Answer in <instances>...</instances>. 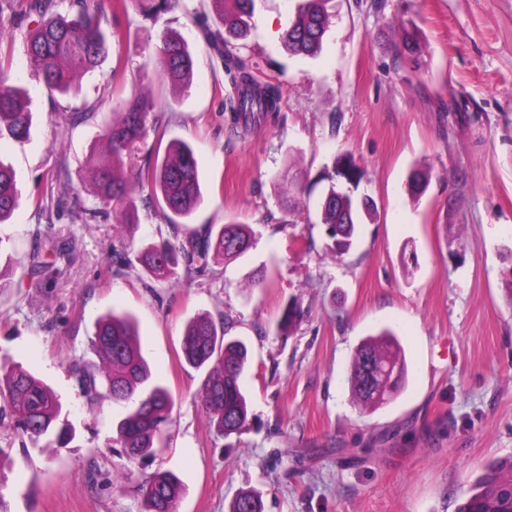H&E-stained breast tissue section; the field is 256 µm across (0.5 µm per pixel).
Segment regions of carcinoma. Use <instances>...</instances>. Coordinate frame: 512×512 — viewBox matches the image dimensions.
<instances>
[{"instance_id":"obj_1","label":"carcinoma","mask_w":512,"mask_h":512,"mask_svg":"<svg viewBox=\"0 0 512 512\" xmlns=\"http://www.w3.org/2000/svg\"><path fill=\"white\" fill-rule=\"evenodd\" d=\"M224 27L218 34L203 28L214 46L224 54V69L231 76L233 94L227 108L232 124L256 123L270 112L280 111L281 91L272 84L255 81L244 60L236 53L235 42L247 36L254 0H210ZM231 3L232 8L225 7ZM327 0H303L292 24L282 36L284 45L296 54L315 53L324 37L329 15ZM30 9L40 22L26 36V53L44 84L62 96L75 91V76L95 68L109 52L110 40L89 14V5L80 2L78 16L71 18L54 11L53 0H34ZM148 64L159 69L174 85L188 84L194 61L186 41L175 34L164 37L151 53ZM0 66V137L14 139L29 135L31 113L28 100L9 83ZM119 118L108 123L102 140L107 149L95 158L93 185L95 197L105 208L130 210L131 184L122 172L133 164L138 145L148 135L152 99L141 94L120 104ZM336 181L331 183L321 202L322 223L328 225L341 257L352 247L361 214L369 215L373 205L359 204L347 191L336 192L337 183L359 184L362 171L349 156L335 163ZM136 184L151 188L159 212L172 227V237L148 247L138 257L145 271L157 280L176 274L184 265L183 278L208 267L212 254L226 259L244 255L253 245L254 232L247 224L228 222L188 227L189 218L202 203L200 171L192 147L173 141L162 159L137 169ZM19 205V193L12 169L0 161V224L7 221ZM302 314L298 299L288 301L278 327L291 329ZM132 319L112 313L97 322L91 346L98 362L76 369L79 384L92 401L110 398L114 402L137 399L116 427L119 455L134 460L151 454L163 435L174 406L169 392L150 382V373L135 339ZM181 353L195 369L207 368L198 393V403L216 431L227 437L239 432L248 418L247 399L242 379L249 363L247 345L225 336L224 322L198 317L185 329ZM407 367L402 346L389 329L363 341L350 363L349 384L353 400L364 409L380 408L395 399L405 388ZM0 421L28 440L33 447L44 445L65 448L75 438L61 401L42 380L20 365L0 367ZM185 488L170 471H157L139 483L143 512H176ZM231 512H263L261 500L248 492L234 501ZM458 512H512V461L493 464L479 478Z\"/></svg>"}]
</instances>
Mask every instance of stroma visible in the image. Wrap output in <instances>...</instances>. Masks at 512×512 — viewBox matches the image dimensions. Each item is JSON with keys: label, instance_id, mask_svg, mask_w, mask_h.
Listing matches in <instances>:
<instances>
[{"label": "stroma", "instance_id": "stroma-1", "mask_svg": "<svg viewBox=\"0 0 512 512\" xmlns=\"http://www.w3.org/2000/svg\"><path fill=\"white\" fill-rule=\"evenodd\" d=\"M151 2L88 0L112 33L109 53L63 98L26 55L30 0H0V64L32 112L25 141L0 139L21 193L0 224V363L42 378L77 430L69 447L41 451L0 426L8 512H142L135 483L159 470L185 486L177 512H230L245 491L264 512H457L489 465L512 459V0H328L314 56L281 40L299 0H255L240 52L258 81L281 86L282 109L234 134L224 64L202 32L220 27L210 0H180L153 20ZM401 16L421 53L402 50ZM166 32L194 57L189 86L144 72ZM134 93L150 95L159 119L138 163L161 140L194 149L203 202L191 226L237 222L256 235L239 258L210 257L189 285L154 280L137 261L171 233L143 192L132 194L133 223L90 215L91 154ZM88 108L93 118L64 125V113ZM344 155L377 215L339 258L320 202ZM415 168L428 175L420 194ZM61 195L84 212H42ZM37 236L73 248L57 278L30 276ZM293 297L303 315L282 335ZM113 311L134 318L152 379L175 402L162 448L133 461L116 454L127 406L89 403L73 373L95 362L90 339ZM200 316L224 319L250 353L248 422L227 437L195 402L206 369L181 357L185 325ZM384 328L403 347L407 383L370 411L352 400L350 361Z\"/></svg>", "mask_w": 512, "mask_h": 512}]
</instances>
